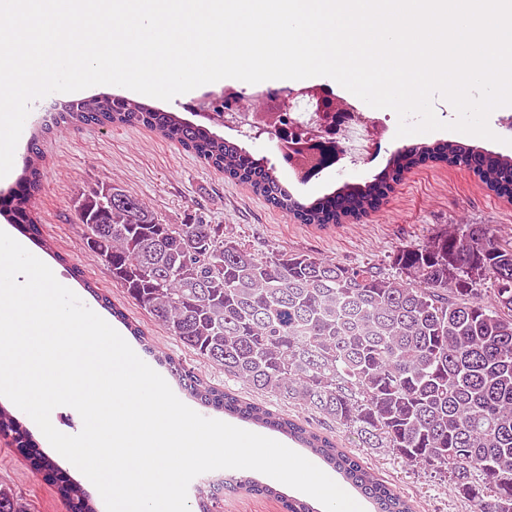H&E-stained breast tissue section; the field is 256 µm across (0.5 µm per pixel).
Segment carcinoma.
Segmentation results:
<instances>
[{"label":"carcinoma","mask_w":512,"mask_h":512,"mask_svg":"<svg viewBox=\"0 0 512 512\" xmlns=\"http://www.w3.org/2000/svg\"><path fill=\"white\" fill-rule=\"evenodd\" d=\"M54 121L154 130L303 224L324 227L366 214L404 171L429 160H468L489 190L512 196V156L452 141L403 147L378 181L345 185L306 204L285 189L275 168L175 112L92 96L72 102ZM40 137L32 135L16 188L0 201L32 238L39 231L27 202L39 186ZM112 190L97 187L82 198L88 247L129 298L256 397L210 385L165 357L191 395L309 449L374 512H413V505L335 440L271 410L266 399L299 405L356 434L363 447L384 448L406 466L434 473L473 512H512V289L500 288L503 276L512 277V242L497 240L487 224H455L421 247L398 251L389 274L301 253H256L224 234L222 224H166L131 194L112 205ZM105 306L152 348L121 308ZM0 432L22 447L28 443L4 406ZM239 485L283 501L287 512H316L250 478ZM57 492L70 512H95L86 492L63 474ZM0 512L27 508L0 485Z\"/></svg>","instance_id":"1"}]
</instances>
